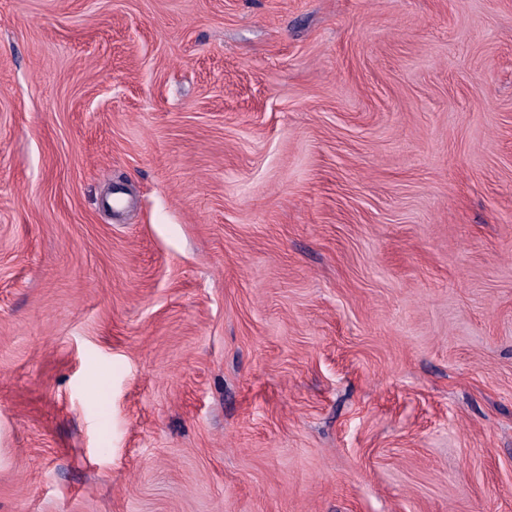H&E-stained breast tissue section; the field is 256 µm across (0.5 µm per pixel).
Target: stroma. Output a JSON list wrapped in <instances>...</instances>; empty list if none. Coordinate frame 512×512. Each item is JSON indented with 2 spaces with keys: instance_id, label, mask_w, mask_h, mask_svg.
<instances>
[{
  "instance_id": "stroma-1",
  "label": "stroma",
  "mask_w": 512,
  "mask_h": 512,
  "mask_svg": "<svg viewBox=\"0 0 512 512\" xmlns=\"http://www.w3.org/2000/svg\"><path fill=\"white\" fill-rule=\"evenodd\" d=\"M0 512H512V0H0Z\"/></svg>"
}]
</instances>
